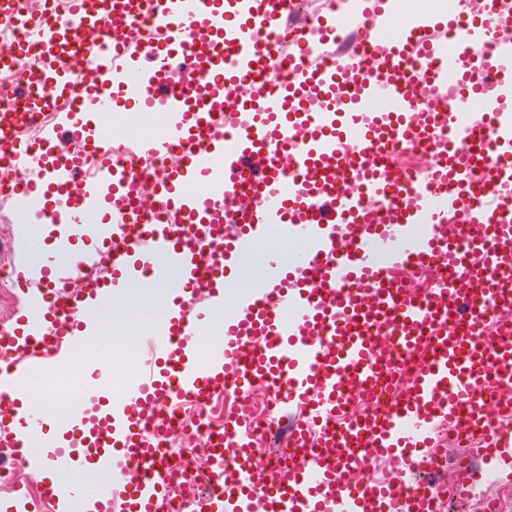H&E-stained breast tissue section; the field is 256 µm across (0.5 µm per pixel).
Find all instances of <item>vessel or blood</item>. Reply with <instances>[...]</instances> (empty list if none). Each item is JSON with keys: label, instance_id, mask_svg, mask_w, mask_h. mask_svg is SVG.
Masks as SVG:
<instances>
[{"label": "vessel or blood", "instance_id": "obj_1", "mask_svg": "<svg viewBox=\"0 0 512 512\" xmlns=\"http://www.w3.org/2000/svg\"><path fill=\"white\" fill-rule=\"evenodd\" d=\"M367 2L383 21L367 34L380 50L372 66L353 50L320 62L339 27L319 20L298 36L307 65L275 90L267 65L293 0H65L36 26L24 103L0 104V169L32 168L14 193L28 221L59 232L37 279L20 282L31 306L0 329V445L46 482L52 512H158L179 462L153 446L151 427L182 401L222 394L229 378L241 387L274 383L281 405L304 412L288 433L301 456L287 485L270 486L257 478L263 460L247 448L228 453L218 434L211 483L193 512H256L261 503L267 512H435L414 489L417 464H439L434 421L447 417L469 433L483 416L481 389L512 386V335L472 331L497 305L512 304V279L502 277L512 269V37L498 34L497 0H484L483 21L424 14L393 40L389 0ZM144 13L154 20L129 44L125 30ZM444 30L449 40L439 39ZM485 42L491 51L473 54ZM180 56L198 80L166 83ZM452 72L462 93L443 106L435 94ZM68 96L67 134L96 157L86 177L82 155L58 156L51 140L28 143L20 132ZM116 96L162 113L164 132L124 146L115 130L76 120L87 104L110 113ZM472 109L479 119L459 128V114ZM435 130L463 131L467 153L428 174L380 159L386 140ZM174 149L181 160L156 190L166 213L158 224L138 212L135 192L145 159ZM274 225L304 250L287 268L270 256L265 281L226 300L224 279L241 245ZM461 244L475 257L461 279L404 296L400 274L456 260ZM159 257L177 276L137 374L88 410L79 404L85 389L112 381V353L91 352L90 377L67 390L69 411L48 416L33 377L54 374L86 347L101 307ZM105 260L110 278H89ZM78 279L82 288L69 291ZM219 311L224 340L199 355L200 328ZM388 322L393 341L378 343ZM400 350L421 357L411 385L392 407L346 421L350 398H374ZM49 426L56 440L27 453ZM364 443L400 459L394 481L348 485ZM478 444L493 458L512 440L488 427ZM87 468L111 480L112 497L59 477Z\"/></svg>", "mask_w": 512, "mask_h": 512}]
</instances>
